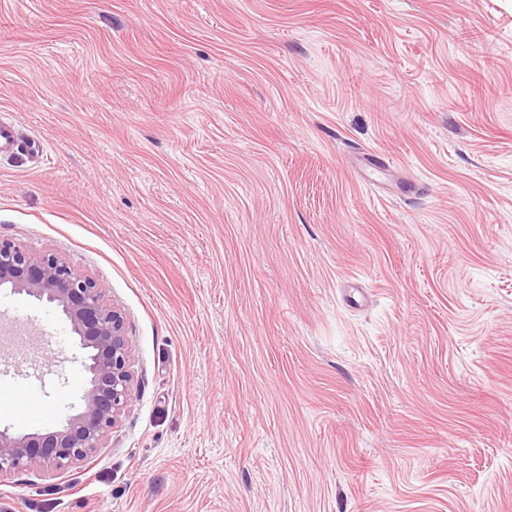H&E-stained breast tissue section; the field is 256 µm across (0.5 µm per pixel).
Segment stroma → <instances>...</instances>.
Wrapping results in <instances>:
<instances>
[{
  "mask_svg": "<svg viewBox=\"0 0 512 512\" xmlns=\"http://www.w3.org/2000/svg\"><path fill=\"white\" fill-rule=\"evenodd\" d=\"M2 112L0 239L94 278L134 372L18 512H512V0H0ZM87 355L0 288V396L53 409L0 431Z\"/></svg>",
  "mask_w": 512,
  "mask_h": 512,
  "instance_id": "stroma-1",
  "label": "stroma"
}]
</instances>
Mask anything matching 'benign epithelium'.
Listing matches in <instances>:
<instances>
[{"mask_svg":"<svg viewBox=\"0 0 512 512\" xmlns=\"http://www.w3.org/2000/svg\"><path fill=\"white\" fill-rule=\"evenodd\" d=\"M61 307L89 350L83 407L57 430L20 436L0 432V478L34 468L55 474L89 460L112 434L132 395L124 317L102 289L66 259L33 254L0 239V287Z\"/></svg>","mask_w":512,"mask_h":512,"instance_id":"benign-epithelium-1","label":"benign epithelium"}]
</instances>
